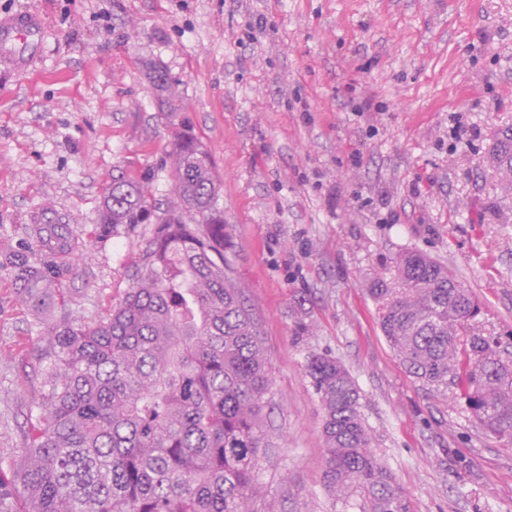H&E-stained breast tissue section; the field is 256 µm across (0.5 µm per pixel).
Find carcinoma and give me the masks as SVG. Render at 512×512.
Listing matches in <instances>:
<instances>
[{
  "label": "carcinoma",
  "instance_id": "carcinoma-1",
  "mask_svg": "<svg viewBox=\"0 0 512 512\" xmlns=\"http://www.w3.org/2000/svg\"><path fill=\"white\" fill-rule=\"evenodd\" d=\"M157 73L166 101L178 97L176 82ZM170 159L177 202L142 238L131 284L106 320L48 319L42 302L55 292V268L148 220L150 178H112L86 239L42 216L25 225L39 252L0 244V271L36 313L50 350L39 424L13 481L0 483V512L16 500L21 512H258L272 383L260 325L227 255L212 154L182 128ZM491 162L512 183V128L497 132ZM395 279L394 288L373 281L369 293L401 363L431 386L453 384L471 416L512 445V360L472 330L475 297L418 251L398 256ZM305 370L323 410L325 489L356 483L369 512H407L348 370L315 352Z\"/></svg>",
  "mask_w": 512,
  "mask_h": 512
}]
</instances>
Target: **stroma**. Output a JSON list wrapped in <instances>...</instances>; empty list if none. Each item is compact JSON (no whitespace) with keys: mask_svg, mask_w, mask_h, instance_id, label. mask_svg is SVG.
Masks as SVG:
<instances>
[{"mask_svg":"<svg viewBox=\"0 0 512 512\" xmlns=\"http://www.w3.org/2000/svg\"><path fill=\"white\" fill-rule=\"evenodd\" d=\"M39 9L32 67L0 68V240L43 208L79 231L113 176L152 175L175 201L169 151L187 126L209 148L235 276L272 386L259 482L275 512H366L324 488L322 407L309 353L349 370L381 463L409 512H512V448L449 390L411 376L368 288L422 251L477 297L474 330L512 353V190L489 154L512 126V0H0ZM161 67L181 108L148 81ZM461 120L474 135L453 146ZM150 225L74 263L56 319L102 320L124 297ZM40 327L0 272V479L11 481L45 393Z\"/></svg>","mask_w":512,"mask_h":512,"instance_id":"stroma-1","label":"stroma"}]
</instances>
